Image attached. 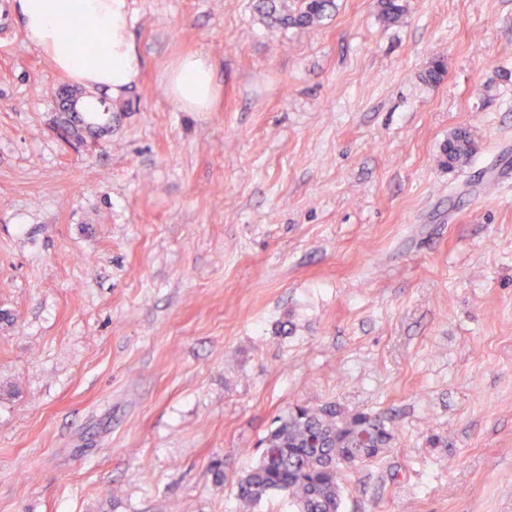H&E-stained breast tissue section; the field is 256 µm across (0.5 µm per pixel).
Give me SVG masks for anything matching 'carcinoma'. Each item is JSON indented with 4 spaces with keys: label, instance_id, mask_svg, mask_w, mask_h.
Instances as JSON below:
<instances>
[{
    "label": "carcinoma",
    "instance_id": "carcinoma-1",
    "mask_svg": "<svg viewBox=\"0 0 512 512\" xmlns=\"http://www.w3.org/2000/svg\"><path fill=\"white\" fill-rule=\"evenodd\" d=\"M381 18L394 23L404 12L399 0H378ZM257 8L271 27H312L331 16L335 0H298L292 11L278 0H258ZM473 143L463 130L442 146L441 163L453 168L465 162ZM381 417L358 413L344 417L334 405L297 406L277 417L261 440L259 460L244 472L237 497L255 504L272 492L288 497L295 512H341L342 472L353 460L374 461L390 441Z\"/></svg>",
    "mask_w": 512,
    "mask_h": 512
}]
</instances>
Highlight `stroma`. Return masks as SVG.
Instances as JSON below:
<instances>
[{
    "label": "stroma",
    "mask_w": 512,
    "mask_h": 512,
    "mask_svg": "<svg viewBox=\"0 0 512 512\" xmlns=\"http://www.w3.org/2000/svg\"><path fill=\"white\" fill-rule=\"evenodd\" d=\"M400 2L128 0L139 81L69 147L0 0V512H240L329 402L393 435L343 512H512V0ZM188 52L211 111L165 94ZM276 0H259L257 8L271 27H312L331 16L335 0H298L293 11H284ZM473 151V143L466 131L458 130L442 146L441 163L453 168L464 163Z\"/></svg>",
    "instance_id": "35a3bbf8"
}]
</instances>
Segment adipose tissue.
I'll list each match as a JSON object with an SVG mask.
<instances>
[{
	"label": "adipose tissue",
	"instance_id": "adipose-tissue-1",
	"mask_svg": "<svg viewBox=\"0 0 512 512\" xmlns=\"http://www.w3.org/2000/svg\"><path fill=\"white\" fill-rule=\"evenodd\" d=\"M13 9L27 41L84 89L118 98L138 82L141 59L130 33L127 0H14ZM78 31L98 36L93 54L76 50L72 35ZM164 90L185 111H210L216 95L210 60L184 55L167 75Z\"/></svg>",
	"mask_w": 512,
	"mask_h": 512
}]
</instances>
